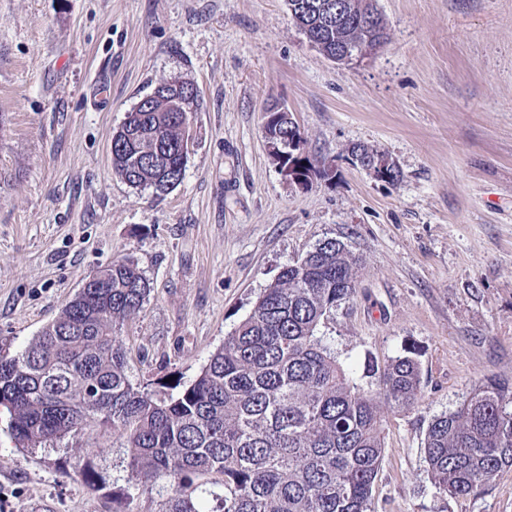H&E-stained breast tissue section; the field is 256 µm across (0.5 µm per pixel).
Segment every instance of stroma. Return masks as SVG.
Returning <instances> with one entry per match:
<instances>
[{"mask_svg":"<svg viewBox=\"0 0 512 512\" xmlns=\"http://www.w3.org/2000/svg\"><path fill=\"white\" fill-rule=\"evenodd\" d=\"M387 42L329 60L287 0H0V350L17 352L84 279L135 259L151 282L125 322L127 372L163 398L188 384L281 269L319 240L358 260L318 334L358 386L410 353L422 398L383 410L375 512H512V470L454 498L423 440L482 381L512 382V0H375ZM194 84L182 182L159 195L112 168V133L164 81ZM292 112L308 187L270 155L263 111ZM362 145L400 177L354 164ZM97 449L103 489L75 469ZM124 452L95 432L19 451L0 408V512H113Z\"/></svg>","mask_w":512,"mask_h":512,"instance_id":"35a3bbf8","label":"stroma"}]
</instances>
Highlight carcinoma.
I'll list each match as a JSON object with an SVG mask.
<instances>
[{
    "instance_id": "carcinoma-1",
    "label": "carcinoma",
    "mask_w": 512,
    "mask_h": 512,
    "mask_svg": "<svg viewBox=\"0 0 512 512\" xmlns=\"http://www.w3.org/2000/svg\"><path fill=\"white\" fill-rule=\"evenodd\" d=\"M381 44L379 21L355 33ZM195 85L159 84L151 109L134 106L112 135L113 170L133 188L164 195L182 181L185 116ZM347 245L325 237L286 265L200 374L175 396L156 400L127 373L119 331L138 315L150 282L138 263L117 259L88 276L60 315L24 349L0 354V405L22 448L110 432L127 456L131 503L158 490L157 512H374L384 458L380 403L413 410L422 373L396 357L376 388L354 383L317 336L321 321L355 292ZM84 448L78 473L100 487ZM434 485L477 495L512 469V383L487 379L457 410L435 418L424 439Z\"/></svg>"
}]
</instances>
